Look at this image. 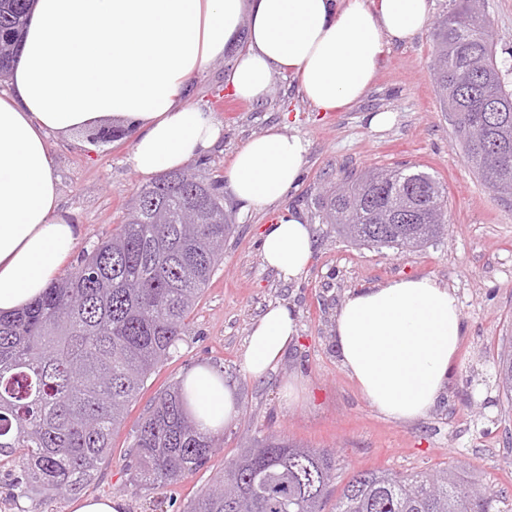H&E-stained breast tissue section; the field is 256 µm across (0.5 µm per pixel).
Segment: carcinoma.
<instances>
[{"instance_id": "1", "label": "carcinoma", "mask_w": 512, "mask_h": 512, "mask_svg": "<svg viewBox=\"0 0 512 512\" xmlns=\"http://www.w3.org/2000/svg\"><path fill=\"white\" fill-rule=\"evenodd\" d=\"M30 0H0V81L17 56ZM460 0L434 32L439 95L457 115L468 163L483 183L512 199V84L497 62L492 26ZM484 122L488 139L467 126ZM316 198L318 217L351 244L396 250L440 240L448 191L435 177L402 166L342 177ZM222 180L185 167L140 188L123 224L93 245L24 310L0 316V463L19 470L16 498L51 499L96 475L149 377L178 342L234 232ZM195 223L185 224L188 212ZM499 391L512 401V341L496 359ZM218 448L201 434L178 388L152 399L129 456L146 485L196 473ZM336 455L276 436L253 439L224 462V473L187 512H505L503 499L476 487L458 467L432 473L360 472L329 503ZM331 510H326V506Z\"/></svg>"}]
</instances>
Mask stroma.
Wrapping results in <instances>:
<instances>
[{
	"label": "stroma",
	"instance_id": "35a3bbf8",
	"mask_svg": "<svg viewBox=\"0 0 512 512\" xmlns=\"http://www.w3.org/2000/svg\"><path fill=\"white\" fill-rule=\"evenodd\" d=\"M483 2L499 34L498 64L512 81V0ZM432 65L428 28L411 43L388 49L359 103L330 113L310 108L298 80L278 72L262 102L235 99L227 88L225 57L193 77L189 103L212 112L224 127L220 146L200 164L202 173L224 174L239 148L275 126L308 140L302 178L282 201L247 214L225 197L236 231L224 246V262L190 314L177 349L130 406L105 463L82 495L122 498L124 512H185L223 472L226 459L252 439L276 435L335 452V493L365 470L428 472L454 455L483 490L512 502V403L498 390L495 365L498 344L512 337V201L487 188L467 163L454 118L436 92ZM382 111L392 113V124L370 127L368 113ZM48 147L63 205L82 226L72 253L77 259L121 224L127 203L146 180L126 161L131 139L93 145L82 133L70 141L49 138ZM397 165L417 167L447 186L448 227L441 241L419 251L357 248L318 219L316 197L343 173ZM288 208L302 215L313 237L308 269L293 283L265 267L257 243L270 217ZM425 274L454 290L466 331L442 402L405 424L381 416L350 379L336 356L334 323L350 291ZM272 303L294 306L299 338L273 371L254 379L241 369L246 338ZM200 363L223 367L236 383L240 417L225 427L220 448L196 473L174 485H142L125 461L132 434L152 397ZM294 381L302 390L292 403L287 393ZM73 498L70 492L51 500L15 498L7 469L0 467V512H69Z\"/></svg>",
	"mask_w": 512,
	"mask_h": 512
}]
</instances>
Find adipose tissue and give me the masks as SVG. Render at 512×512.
<instances>
[{
    "label": "adipose tissue",
    "instance_id": "ef3b65f1",
    "mask_svg": "<svg viewBox=\"0 0 512 512\" xmlns=\"http://www.w3.org/2000/svg\"><path fill=\"white\" fill-rule=\"evenodd\" d=\"M35 0L19 60L0 92V313L21 311L55 281L82 235L61 205L49 136L73 139L117 123L132 131L129 163L144 177L207 156L224 130L186 98L193 77L235 49L227 84L262 101L273 73L295 76L303 100L342 112L373 85L386 50L420 34L433 0ZM306 141L278 128L247 142L226 173L242 208L281 201L298 182ZM313 239L295 212L266 225L264 264L291 281ZM337 356L367 402L411 423L437 406L456 368L463 317L453 290L429 275L351 291L336 312ZM298 337L293 307L275 304L252 325L241 367L272 371ZM201 432L235 422L240 402L223 368L183 377Z\"/></svg>",
    "mask_w": 512,
    "mask_h": 512
}]
</instances>
